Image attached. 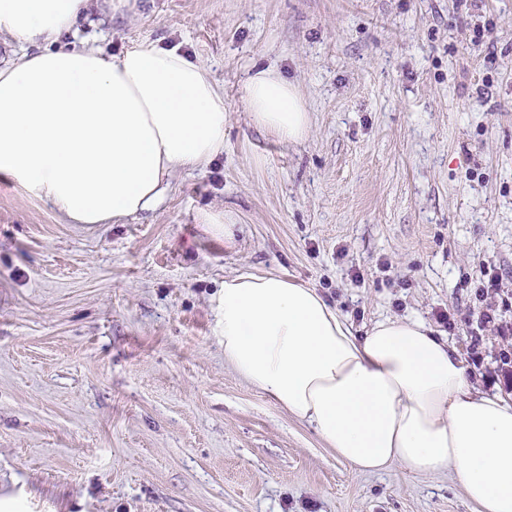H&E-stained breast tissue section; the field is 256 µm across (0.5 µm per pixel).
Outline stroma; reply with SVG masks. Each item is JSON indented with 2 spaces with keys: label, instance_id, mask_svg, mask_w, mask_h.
<instances>
[{
  "label": "stroma",
  "instance_id": "stroma-1",
  "mask_svg": "<svg viewBox=\"0 0 512 512\" xmlns=\"http://www.w3.org/2000/svg\"><path fill=\"white\" fill-rule=\"evenodd\" d=\"M145 40L223 91L224 152L111 224L0 177V512H475L451 471H355L239 376L213 297L247 269L359 330L417 318L511 396L512 0H96L59 45ZM263 68L303 97L306 141L246 112ZM232 217L225 212L204 210L199 214V224L205 233L215 238H224V242L231 243L234 239V226Z\"/></svg>",
  "mask_w": 512,
  "mask_h": 512
}]
</instances>
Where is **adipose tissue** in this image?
I'll list each match as a JSON object with an SVG mask.
<instances>
[{"label": "adipose tissue", "mask_w": 512, "mask_h": 512, "mask_svg": "<svg viewBox=\"0 0 512 512\" xmlns=\"http://www.w3.org/2000/svg\"><path fill=\"white\" fill-rule=\"evenodd\" d=\"M89 0H0V33L26 45L0 64V176L71 224L156 208L178 170L224 151V93L174 48L108 59L56 48ZM254 123L300 142L311 116L277 71L247 81ZM224 358L359 471L451 470L477 512H512V400L485 394L423 321L358 333L316 289L240 270L215 297Z\"/></svg>", "instance_id": "1"}]
</instances>
